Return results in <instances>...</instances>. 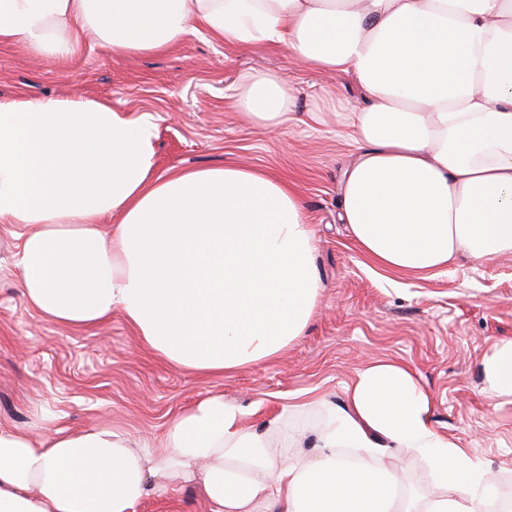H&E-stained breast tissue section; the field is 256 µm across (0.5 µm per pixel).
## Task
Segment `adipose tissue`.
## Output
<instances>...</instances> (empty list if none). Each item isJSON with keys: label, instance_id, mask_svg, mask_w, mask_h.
<instances>
[{"label": "adipose tissue", "instance_id": "adipose-tissue-1", "mask_svg": "<svg viewBox=\"0 0 512 512\" xmlns=\"http://www.w3.org/2000/svg\"><path fill=\"white\" fill-rule=\"evenodd\" d=\"M201 27L356 77L370 102L349 118L358 155L341 218L377 268L425 278L461 256L512 255V0H0V45L45 60L89 41L161 53ZM233 105L266 130L293 119L276 74L247 77ZM154 138L147 116L107 100L0 99V223L20 229L28 304L75 330L121 313L147 348L202 376L276 358L323 288L301 199L239 165L151 178ZM480 366L484 395L512 401V339ZM345 394L339 407L299 392L258 425L208 394L155 442L108 423L38 439L0 422V512H137L176 479L208 512H483L498 500L483 462L436 428L409 365L367 364ZM309 411L315 452L291 454L288 419ZM393 448L421 458L440 493L406 490L382 463Z\"/></svg>", "mask_w": 512, "mask_h": 512}]
</instances>
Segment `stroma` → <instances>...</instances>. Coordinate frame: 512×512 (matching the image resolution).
I'll use <instances>...</instances> for the list:
<instances>
[{
    "label": "stroma",
    "instance_id": "1",
    "mask_svg": "<svg viewBox=\"0 0 512 512\" xmlns=\"http://www.w3.org/2000/svg\"><path fill=\"white\" fill-rule=\"evenodd\" d=\"M274 72L294 91L295 119L274 132L232 105L251 73ZM18 93L110 100L155 126L152 177L234 163L286 177L304 204L323 291L304 336L273 360L206 377L176 369L139 343L120 313L74 331L45 319L23 296L16 229L0 224V419L28 427L47 407L72 430L108 422L157 436L208 393L265 409L308 388L345 404L363 364L413 366L434 399L439 430L458 439L497 480L512 481V403L482 392L480 360L512 338V256L462 259L433 277L372 268L340 214V183L358 150L348 123L368 97L349 73L308 68L285 47L230 45L198 30L158 55H124L88 43L53 61L0 46V99Z\"/></svg>",
    "mask_w": 512,
    "mask_h": 512
}]
</instances>
